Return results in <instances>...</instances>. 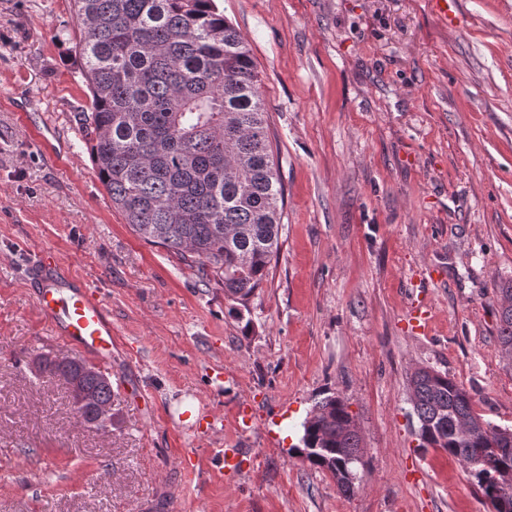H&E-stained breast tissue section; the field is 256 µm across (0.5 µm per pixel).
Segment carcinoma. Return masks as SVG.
I'll return each instance as SVG.
<instances>
[{
	"label": "carcinoma",
	"mask_w": 512,
	"mask_h": 512,
	"mask_svg": "<svg viewBox=\"0 0 512 512\" xmlns=\"http://www.w3.org/2000/svg\"><path fill=\"white\" fill-rule=\"evenodd\" d=\"M80 75L91 92L82 121L112 206L146 242L160 245L246 305L280 250L284 188L270 143L251 46L215 0H74ZM500 339L512 353V282L498 286ZM98 424L112 386L93 366L70 371ZM419 447L465 467L493 512H512V429L462 434L480 418L470 393L445 374L410 377ZM317 468L354 473L361 436L344 400L316 401L301 424Z\"/></svg>",
	"instance_id": "1"
}]
</instances>
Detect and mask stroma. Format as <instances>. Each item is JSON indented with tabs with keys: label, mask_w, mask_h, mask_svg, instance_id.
I'll return each instance as SVG.
<instances>
[{
	"label": "stroma",
	"mask_w": 512,
	"mask_h": 512,
	"mask_svg": "<svg viewBox=\"0 0 512 512\" xmlns=\"http://www.w3.org/2000/svg\"><path fill=\"white\" fill-rule=\"evenodd\" d=\"M216 4L252 48L285 190L280 253L244 306L112 207L72 0H0V512H490L455 458L419 448L409 378L448 374L512 428L495 293L512 280V0H455L449 24L427 0ZM41 255L112 317L111 428L35 372L83 359L35 307ZM327 391L362 436L349 497L295 455Z\"/></svg>",
	"instance_id": "1"
}]
</instances>
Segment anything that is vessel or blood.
I'll use <instances>...</instances> for the list:
<instances>
[{
  "mask_svg": "<svg viewBox=\"0 0 512 512\" xmlns=\"http://www.w3.org/2000/svg\"><path fill=\"white\" fill-rule=\"evenodd\" d=\"M35 303L54 336L100 367L112 361V320L102 298L62 268L39 263L31 270Z\"/></svg>",
  "mask_w": 512,
  "mask_h": 512,
  "instance_id": "1",
  "label": "vessel or blood"
}]
</instances>
